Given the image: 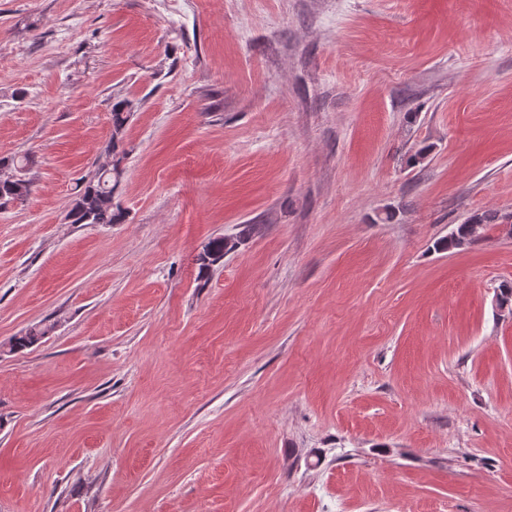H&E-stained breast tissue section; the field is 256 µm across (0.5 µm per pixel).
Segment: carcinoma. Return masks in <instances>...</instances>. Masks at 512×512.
<instances>
[{
	"instance_id": "cac0c4a2",
	"label": "carcinoma",
	"mask_w": 512,
	"mask_h": 512,
	"mask_svg": "<svg viewBox=\"0 0 512 512\" xmlns=\"http://www.w3.org/2000/svg\"><path fill=\"white\" fill-rule=\"evenodd\" d=\"M131 109L128 100L122 99L112 105V133L107 145L108 162L88 173L82 179V188L67 213L71 224H120L125 212L114 204V192L125 172V160L129 151L123 144V133L127 123V112ZM28 157H7L0 159V207L17 201H25L32 194L33 182L23 176ZM505 217L496 212L475 213L469 220L458 225L451 235L438 243L442 250L459 248L472 244L469 239L470 222L484 227L500 226ZM226 242L214 239L206 248L207 258L201 261L200 272L224 258ZM51 330L49 326L35 325L23 335L13 337L9 350L15 351L38 343Z\"/></svg>"
}]
</instances>
